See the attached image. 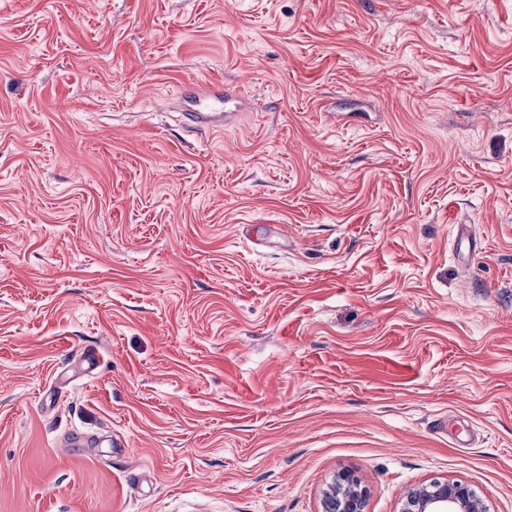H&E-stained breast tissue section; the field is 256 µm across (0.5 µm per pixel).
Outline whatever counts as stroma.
I'll return each mask as SVG.
<instances>
[{
    "label": "stroma",
    "instance_id": "obj_1",
    "mask_svg": "<svg viewBox=\"0 0 512 512\" xmlns=\"http://www.w3.org/2000/svg\"><path fill=\"white\" fill-rule=\"evenodd\" d=\"M342 469L512 512V0H0V512ZM203 111L206 112H191L188 115L190 120L194 123V127L209 128V129H223L224 123H228L242 107L243 100L236 92L225 91L223 97H217L216 101L203 100L200 103Z\"/></svg>",
    "mask_w": 512,
    "mask_h": 512
}]
</instances>
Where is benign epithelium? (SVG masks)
<instances>
[{"label": "benign epithelium", "instance_id": "1", "mask_svg": "<svg viewBox=\"0 0 512 512\" xmlns=\"http://www.w3.org/2000/svg\"><path fill=\"white\" fill-rule=\"evenodd\" d=\"M367 489L355 474L338 472L324 493L323 512H365ZM398 512H487V506L466 483L432 480L408 492Z\"/></svg>", "mask_w": 512, "mask_h": 512}]
</instances>
